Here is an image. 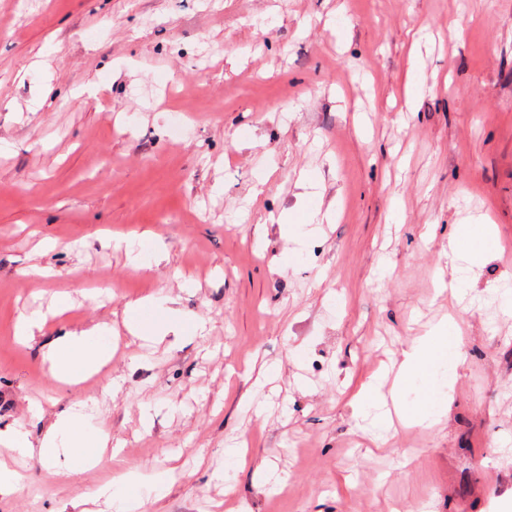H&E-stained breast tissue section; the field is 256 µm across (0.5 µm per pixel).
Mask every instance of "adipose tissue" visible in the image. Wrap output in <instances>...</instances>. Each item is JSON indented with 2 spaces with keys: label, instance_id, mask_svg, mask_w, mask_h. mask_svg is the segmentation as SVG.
Masks as SVG:
<instances>
[{
  "label": "adipose tissue",
  "instance_id": "obj_1",
  "mask_svg": "<svg viewBox=\"0 0 512 512\" xmlns=\"http://www.w3.org/2000/svg\"><path fill=\"white\" fill-rule=\"evenodd\" d=\"M497 244L493 225L485 222L464 224L458 227L449 242L448 262L453 274H460L462 265L490 255ZM152 311L151 321L139 320L143 311ZM130 319L127 323L131 335L144 340L170 333L183 335L204 331L203 321L175 310L166 296L148 298L128 304ZM454 321L440 322L431 332L412 342L404 351L402 363L392 387H385L382 379H374L365 385L358 398L362 411L376 410L377 422H384L380 408L386 401H393L402 420L409 425L437 423L446 414L451 395L439 385L441 371L449 369L448 353L461 350L462 344L455 331ZM112 329L108 325H96L75 332L52 343L45 353L56 379L74 381L78 377L97 372L112 357L108 341ZM414 389L415 401H407L406 389ZM108 438L101 424L78 411H70L60 418L43 435L39 442H32L25 421L19 420L7 431L0 432V444L11 448L18 455L36 456L46 461L55 460L61 452L88 459L92 465L108 464L102 453ZM112 490L103 488L87 492L86 497L96 500L107 496L112 500L114 512H141L145 495H158L165 489L163 476L150 478L126 473L117 479Z\"/></svg>",
  "mask_w": 512,
  "mask_h": 512
}]
</instances>
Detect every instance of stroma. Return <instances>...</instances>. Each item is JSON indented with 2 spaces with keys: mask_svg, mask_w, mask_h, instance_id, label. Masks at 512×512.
I'll use <instances>...</instances> for the list:
<instances>
[{
  "mask_svg": "<svg viewBox=\"0 0 512 512\" xmlns=\"http://www.w3.org/2000/svg\"><path fill=\"white\" fill-rule=\"evenodd\" d=\"M313 207L332 219L300 234ZM482 216L501 249L459 300L448 240ZM145 234L149 269L107 243ZM493 286L512 289V0H0V430L40 440L83 401L112 458L15 460L0 512H112L78 500L161 471L148 512H512ZM160 295L204 334L131 336L127 304ZM448 315L447 414L376 435L356 390ZM104 323L111 361L54 380L47 347Z\"/></svg>",
  "mask_w": 512,
  "mask_h": 512,
  "instance_id": "35a3bbf8",
  "label": "stroma"
}]
</instances>
